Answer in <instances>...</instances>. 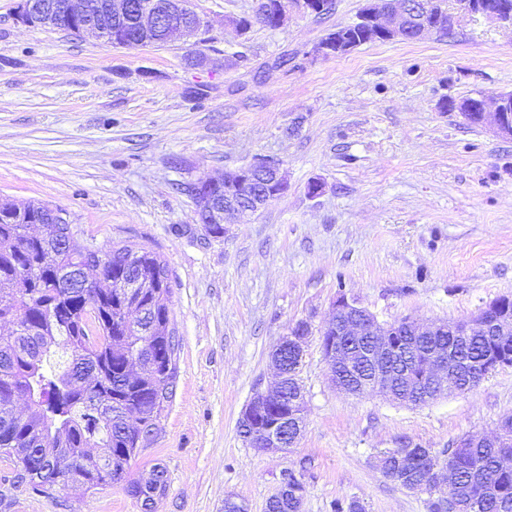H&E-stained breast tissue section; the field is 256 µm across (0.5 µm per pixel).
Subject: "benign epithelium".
Masks as SVG:
<instances>
[{"mask_svg":"<svg viewBox=\"0 0 512 512\" xmlns=\"http://www.w3.org/2000/svg\"><path fill=\"white\" fill-rule=\"evenodd\" d=\"M453 2L459 16L482 15L504 24L512 22V4L506 0L499 4H491L487 0ZM290 6L305 14L322 17L332 10L333 0H281V10L277 14L279 22H284ZM432 8L434 4L425 0H383L379 10L367 5L358 17L357 26L388 42L415 41L429 29L426 17ZM129 18L135 26V35L114 39L113 25ZM19 19L28 25L63 26L76 37H94L116 45H148L152 34L160 31L167 41L176 34L190 39L202 26L198 15L187 6V0H142L136 8L130 0H60L52 4L45 0H23ZM349 49L348 36L344 35L316 43L312 53L317 57L337 58ZM476 122L480 125L489 122L498 136L512 139V95L480 97ZM217 183L218 180L209 179L191 187L198 224H223L229 215L246 221L288 191L280 163L264 158L224 172V193L213 192ZM333 307L336 338L330 341L324 359L331 369V381L347 393L351 383L361 377L357 366V360L361 359L370 366L371 374L364 392L390 394L396 375L390 369L389 359L405 350V339L400 335L402 326L407 327L411 335L423 337L441 336L448 332L455 336H475L486 332L481 311L466 321L422 324L404 318L384 324L359 306L356 300L345 295L338 296ZM288 354L301 358L303 343L295 341L288 346L279 342L275 345L272 362L282 380L287 377L283 360ZM406 379L425 391V403L449 392H463L458 371L448 363V355L438 348L420 352L406 372ZM270 401H284L281 389L272 393H255L242 412L239 427L252 447L262 452L277 453L289 444L296 445L305 428V396L299 393L290 400L291 424L279 420L258 430L253 426L255 410Z\"/></svg>","mask_w":512,"mask_h":512,"instance_id":"1","label":"benign epithelium"}]
</instances>
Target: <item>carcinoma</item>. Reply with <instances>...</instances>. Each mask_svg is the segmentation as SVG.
Wrapping results in <instances>:
<instances>
[{
	"label": "carcinoma",
	"instance_id": "obj_1",
	"mask_svg": "<svg viewBox=\"0 0 512 512\" xmlns=\"http://www.w3.org/2000/svg\"><path fill=\"white\" fill-rule=\"evenodd\" d=\"M279 0H258L256 13L274 27ZM22 216L0 212V455L16 466L17 481L47 494L56 488L86 491L125 483L150 512L167 487L156 465L142 484L129 479L130 463L146 444L141 424L157 427L174 395L179 339L170 327L169 274L152 251L107 249L82 244L71 224H55L53 208L29 202ZM135 262L149 285L133 296L118 292L125 260ZM437 346L448 351L457 370L468 375L495 350L511 349L512 338L496 344L483 336L464 342L446 335ZM24 399L25 414L15 412ZM290 414L283 404L256 413L254 425ZM490 439L470 435L438 454L408 443L379 456L383 475L427 495V512H512V468L500 457L512 451V418ZM99 453L91 455L89 449ZM452 466L457 477L447 494L435 492L438 472ZM288 473V498L272 512H295ZM331 512H364L353 498L338 497Z\"/></svg>",
	"mask_w": 512,
	"mask_h": 512
}]
</instances>
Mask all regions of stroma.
I'll return each mask as SVG.
<instances>
[{"instance_id":"stroma-1","label":"stroma","mask_w":512,"mask_h":512,"mask_svg":"<svg viewBox=\"0 0 512 512\" xmlns=\"http://www.w3.org/2000/svg\"><path fill=\"white\" fill-rule=\"evenodd\" d=\"M189 3L200 45L157 48L27 25L21 0H0V201L58 207L81 242L145 248L167 265L174 395L131 465L141 480L166 470L153 512H224L229 496L264 512L289 472L305 484L302 512L342 496L366 512H427L378 453L410 441L437 453L495 431L512 417V367L422 406L356 397L331 382L319 332L342 293L380 321L424 323L512 296V139L439 108L512 93V25L460 16L447 34L324 59L314 44L364 0L243 33L231 21L256 0ZM258 157L281 163L287 193L212 236L191 186ZM300 320L312 328L306 427L290 452L265 453L238 421L274 388L270 353ZM14 475L0 458V512H142L121 484L48 496Z\"/></svg>"}]
</instances>
